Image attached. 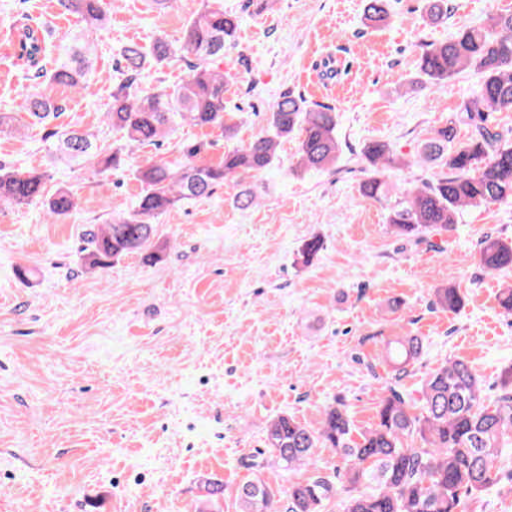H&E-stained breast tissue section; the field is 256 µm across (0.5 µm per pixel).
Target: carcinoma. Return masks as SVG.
Listing matches in <instances>:
<instances>
[{"label":"carcinoma","mask_w":512,"mask_h":512,"mask_svg":"<svg viewBox=\"0 0 512 512\" xmlns=\"http://www.w3.org/2000/svg\"><path fill=\"white\" fill-rule=\"evenodd\" d=\"M57 5L85 26L59 38L48 23L27 12L16 18L15 55L31 81L18 108L46 128L49 148L70 165L92 167L98 186L111 184L123 155L159 144L181 123L217 127L227 139L235 136L237 124L224 112V95L235 74L224 68V55L235 48L241 14L208 3L187 22L181 37L162 33L149 53L136 44L122 47L117 79L104 104L105 121L122 133V142L106 145L92 133L52 126L66 106L54 96L55 88L86 87L95 72V39L106 31L99 0H57ZM425 11L432 25L448 22V0H426ZM388 19L386 0H366L367 26L379 27ZM163 64L182 66L178 82L145 81V72ZM465 71L481 76L479 92L464 97L448 125L418 144L419 159L439 162L438 177L392 194L389 172L410 163L385 142L361 149L368 175L360 190L388 210L387 223L400 237L446 231L466 207L512 203V138L491 120L496 112H512V12L490 13L478 26L423 44L419 80L407 89L440 88ZM266 125L264 135L225 151L217 163L206 160L213 143L201 140L183 145L178 163L160 159L136 168L141 192L134 207L105 224L85 225V266L106 269L134 252L147 262L161 258L162 247L153 242L155 219L180 203L214 195L226 183L264 175L275 165L282 140L298 142L297 171L329 170L341 158L337 113L331 106L311 104L288 91L269 108ZM460 125L472 127L464 143L455 142ZM48 178L45 171L1 160L0 210L40 204L54 223L69 217L78 206L76 194L59 186L46 196ZM478 248L486 270L512 269V245L487 235ZM463 302L460 289L442 287L434 290L431 305L453 311ZM384 351L390 371L371 427L356 431L338 400L323 409L318 428L281 415L267 429V447L286 470L308 464L316 448L333 449L342 465L331 474L317 471L294 482L282 494L260 479L249 481L236 492L239 512H327L332 503L336 512H473L477 494L498 481L512 450V364L501 371L500 391L493 399L484 397L482 381L463 358L426 373L416 398L405 380L424 353L423 337L394 336L384 342Z\"/></svg>","instance_id":"carcinoma-1"}]
</instances>
